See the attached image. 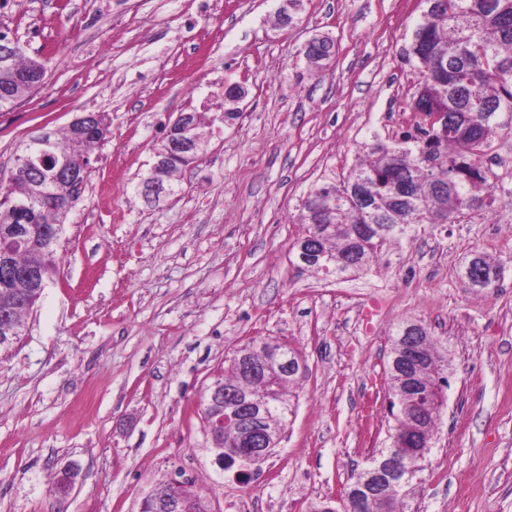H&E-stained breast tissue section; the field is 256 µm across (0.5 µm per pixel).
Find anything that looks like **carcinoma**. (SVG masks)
<instances>
[{
	"label": "carcinoma",
	"mask_w": 512,
	"mask_h": 512,
	"mask_svg": "<svg viewBox=\"0 0 512 512\" xmlns=\"http://www.w3.org/2000/svg\"><path fill=\"white\" fill-rule=\"evenodd\" d=\"M428 13L413 34L411 54L416 62L419 82L417 91L441 111L448 113V134L436 133L430 141L445 156L443 168L424 172L418 156L419 144L409 132L389 145L378 139L364 143L349 175L341 181L323 178L301 202L299 223L307 225L306 236L320 233L317 209L328 199L336 200L335 211L328 221L331 228L319 241V254L299 267L316 269L336 275L343 274L334 259L346 254L354 257L359 269L376 263L384 247L394 238L407 237L420 224L453 223L465 215L491 206L492 170L483 161L492 141L498 135L494 121L497 112L507 107L512 111V0H428ZM332 54L331 41L314 38L303 55L314 71H319ZM41 61L27 56L17 44L14 65L0 68V112L17 106L33 92V88L16 79L15 74L33 69ZM216 118L203 112L189 113L184 128L173 138L187 140L192 149L169 159L165 158L169 139L155 150L163 166L148 176L171 182L183 168L199 160L208 141L204 128ZM108 118L100 116L95 130L77 133L66 129L62 134L50 132L53 153L67 160L81 174L78 184L70 186L54 180L55 164L47 158L38 170L27 175L11 173L6 186L10 201L0 202V270L4 263L14 267L36 266L42 281L50 280L57 261L58 240L36 230L24 236L17 228L33 226L59 227L77 201L89 176L91 148L108 133ZM407 191L401 192V186ZM370 227L371 234L354 240L357 226ZM472 269L462 273L468 287L487 293L497 287L501 266L480 252L473 254ZM32 289L22 281L4 283L0 278V312L9 309L13 321L24 323L30 309L24 299ZM269 344L253 340L237 349L228 359V367L219 380L232 388L245 401L263 388L272 389L275 397L265 404L251 406L264 425L288 424L292 404L288 399L292 379L288 376H250L237 366L243 354L253 359L267 358ZM427 359L419 375V390L412 395L402 392L401 376L388 371L392 430L410 441L413 448L427 450L425 439H434L441 407L447 401L448 365L442 363L437 343L419 348ZM395 455L400 472L419 462L410 461L404 448H381L379 453ZM407 486L390 487L370 506L371 512H404Z\"/></svg>",
	"instance_id": "obj_1"
}]
</instances>
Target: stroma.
Instances as JSON below:
<instances>
[{"label":"stroma","instance_id":"1","mask_svg":"<svg viewBox=\"0 0 512 512\" xmlns=\"http://www.w3.org/2000/svg\"><path fill=\"white\" fill-rule=\"evenodd\" d=\"M8 0L0 22L43 85L0 115V175L40 128L111 125L57 247L27 331L0 361V512H139L181 476L212 512H309L382 447L388 337L416 321L439 339L451 386L409 512H512V112L485 161L496 201L392 242L365 273L298 268L292 221L313 184L344 177L361 142H392L416 90L408 59L425 0ZM334 41L321 71L302 50ZM242 114L218 122L225 88ZM214 116L205 157L147 202L154 147L181 112ZM504 266L466 288L473 252ZM377 296L379 317L363 302ZM299 349L308 371L276 452L248 486L214 463L204 393L254 338ZM74 491L55 497L65 465Z\"/></svg>","mask_w":512,"mask_h":512}]
</instances>
